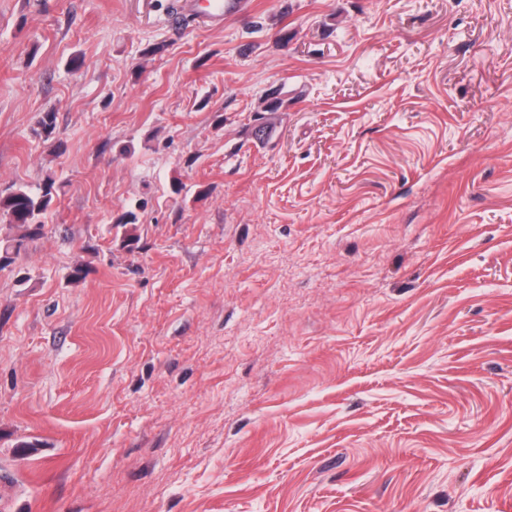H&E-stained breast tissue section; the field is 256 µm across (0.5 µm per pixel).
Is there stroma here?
<instances>
[{
    "mask_svg": "<svg viewBox=\"0 0 512 512\" xmlns=\"http://www.w3.org/2000/svg\"><path fill=\"white\" fill-rule=\"evenodd\" d=\"M166 8L0 0V512H512V0ZM245 2L246 0H206V5L201 10L198 0H177L175 15H196L210 24H221L226 11L240 8ZM54 179L47 176L46 184L39 191H33L25 186L8 188L0 192V216L8 218L9 224L21 231L16 237L0 241V268L10 264L12 254L20 250L27 238L40 235L44 224L40 217L45 214L53 200Z\"/></svg>",
    "mask_w": 512,
    "mask_h": 512,
    "instance_id": "1",
    "label": "stroma"
}]
</instances>
